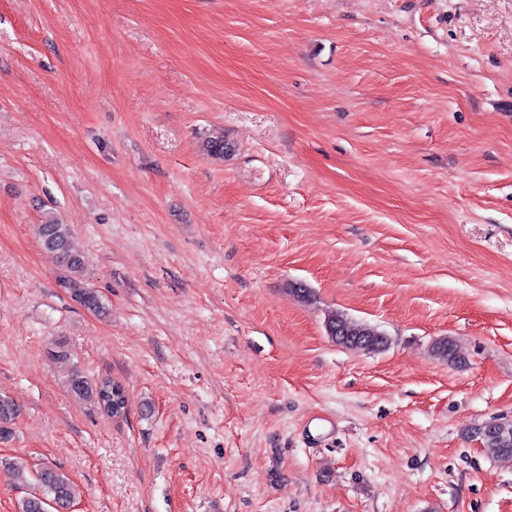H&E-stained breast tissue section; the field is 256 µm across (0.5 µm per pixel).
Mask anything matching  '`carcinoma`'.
Instances as JSON below:
<instances>
[{"instance_id":"1","label":"carcinoma","mask_w":512,"mask_h":512,"mask_svg":"<svg viewBox=\"0 0 512 512\" xmlns=\"http://www.w3.org/2000/svg\"><path fill=\"white\" fill-rule=\"evenodd\" d=\"M39 237L43 250L65 271L58 278L59 287L66 289L81 306L93 311L102 309L99 295L86 284L83 258L75 246L70 225L53 218L48 219L39 225ZM325 328L333 342L346 348L379 353L390 346V339L383 331L336 312L327 315ZM431 352L443 363L455 365L459 362V345L451 336L434 341ZM69 383L76 396L99 403V384L91 383L79 369L71 370ZM19 413L20 405L13 398L0 396V442L12 438V425ZM465 436L480 441L484 452L491 458L512 459V422L504 433L475 425L465 430ZM37 481L38 490L21 501L20 512H44L48 502L68 507L79 496L74 482L65 473L52 467L46 466L37 472Z\"/></svg>"}]
</instances>
